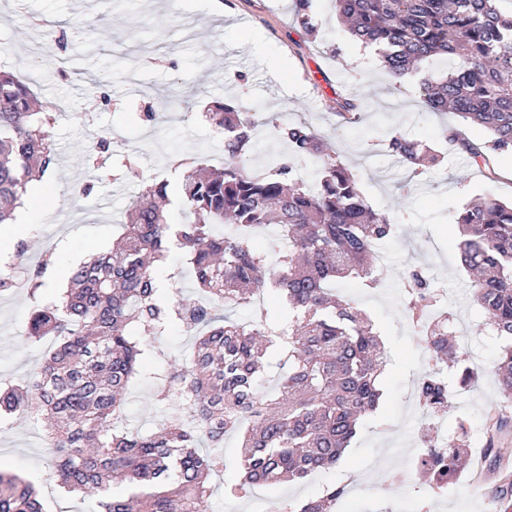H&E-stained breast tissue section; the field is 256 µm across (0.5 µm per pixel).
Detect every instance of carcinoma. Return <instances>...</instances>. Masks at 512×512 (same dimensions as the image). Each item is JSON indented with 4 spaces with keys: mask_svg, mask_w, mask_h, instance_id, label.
<instances>
[{
    "mask_svg": "<svg viewBox=\"0 0 512 512\" xmlns=\"http://www.w3.org/2000/svg\"><path fill=\"white\" fill-rule=\"evenodd\" d=\"M301 26L314 37L310 0H296ZM338 19L351 36L382 49L390 78L420 75L419 96L432 112H452L484 127L488 144L442 132L449 145L475 163L488 152L512 150V10L497 0H335ZM454 60L451 70L434 68ZM352 99L336 101L346 123L359 120ZM224 129V164L187 165L178 188L188 208L185 224L168 221V183L150 186L135 201L130 222L112 250L69 270L61 304L33 313L30 335L53 336L57 345L23 384L0 392V413L30 414L45 427L48 466L58 484L101 496L114 480L127 492L101 501L103 512H210V476L224 465L219 449L238 434L240 478L226 488L245 496L260 485L304 478L335 466L362 415L378 405L377 379L384 351L371 321L350 300L334 296L347 277L383 281L373 264L376 246L394 233V218L373 209L350 168L311 125L278 127L288 155L266 170L249 169L257 124L226 104L210 113ZM29 87L0 72V223L9 219L27 185L53 169L56 151L43 130ZM387 151L416 174L435 167L439 154L419 141L392 135ZM320 160L314 186L296 161ZM461 265L475 274L473 297L483 325L507 344L495 369L501 403H512V202L490 195L465 208ZM269 233L265 252L251 242ZM174 250L192 264L201 304L161 306L162 265ZM404 309L426 329L422 339L433 361L454 354L448 324L425 322L437 301L421 270L408 273ZM278 292L289 309L276 321L268 312L241 325L223 309L250 304L254 295ZM183 312L193 343L182 367L160 381L158 396L178 404L180 416L144 434L122 423L132 386L157 374L142 370L149 341ZM284 369L274 393L263 388L273 365ZM418 394L426 409L448 407V385L424 375ZM496 434L487 432V455L496 487L495 512H512V472ZM211 451L200 452L201 446ZM445 452L428 449L420 470L452 479L466 447L450 436ZM346 486L325 489L317 500L285 504L279 512H327ZM0 512H44L32 484L0 469Z\"/></svg>",
    "mask_w": 512,
    "mask_h": 512,
    "instance_id": "carcinoma-1",
    "label": "carcinoma"
}]
</instances>
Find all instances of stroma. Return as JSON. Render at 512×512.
Returning <instances> with one entry per match:
<instances>
[{"mask_svg": "<svg viewBox=\"0 0 512 512\" xmlns=\"http://www.w3.org/2000/svg\"><path fill=\"white\" fill-rule=\"evenodd\" d=\"M311 16L319 30L314 43L297 19L295 0H0V70L24 79L43 105L53 107L44 130L57 153L24 244L28 284L0 292V390L26 380L49 351L46 342L30 337L29 324L38 306L66 290L59 270L108 251L145 185L168 181V220L184 222L180 172L170 161L222 164L224 136L208 114L215 103H238L260 122L255 165L286 155L276 125L308 122L358 174L367 202L395 216L394 237L379 247L383 283L371 288L348 279L337 289L370 316L390 361L378 378L377 408L362 418L342 461L316 477L259 487L243 497L226 495L225 486L239 477L240 455L239 437H226V467L211 481L214 512H274L283 502L317 498L331 485L347 488L331 512H493L494 479L479 435L504 418L498 445L512 462V406L498 402L500 341L482 325L460 263L455 222L467 203L483 195L512 200V153L490 155L483 166L450 150L440 138L444 126L477 144L489 135L455 114L425 111L414 81L393 84L378 51L355 41L338 21L333 0H311ZM60 34L68 59L63 73L45 60ZM279 60L286 65L281 76L272 71ZM340 95L359 101L358 123H339ZM58 101L67 102L68 111L55 110ZM150 107L171 108L169 122H144ZM107 132L113 144L103 152L97 143ZM399 132L443 157L417 177L404 208L399 202L406 172L386 145ZM48 252L57 267L43 268ZM416 266L433 280L441 296L438 311L460 337L458 364L472 373L464 384L458 371L449 372L460 403L439 422L425 420L417 404V383L432 362L400 299ZM162 279L166 303L197 299L181 252L171 254ZM191 344L183 330L166 331L152 341L151 367L172 369ZM157 391L153 382L131 389L124 405L130 423L150 430L178 415V405L159 400ZM461 423L475 436L469 465L447 490L435 492L413 466L417 448L422 438L451 434ZM42 434L41 422L31 416L0 417V469L27 477L45 512H95V501L59 490L45 464Z\"/></svg>", "mask_w": 512, "mask_h": 512, "instance_id": "1", "label": "stroma"}]
</instances>
